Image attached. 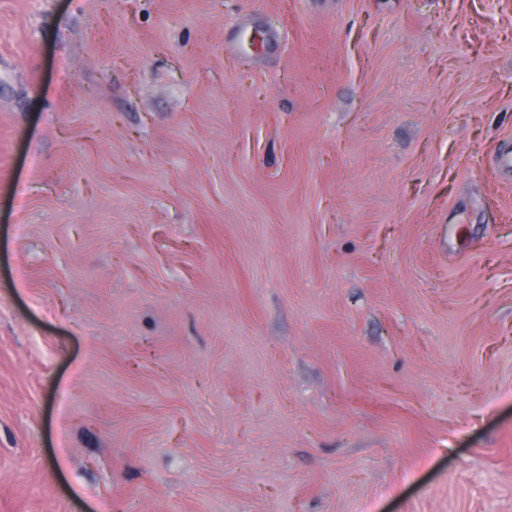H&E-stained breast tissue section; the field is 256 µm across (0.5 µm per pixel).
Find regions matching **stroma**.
<instances>
[{
	"label": "stroma",
	"instance_id": "obj_1",
	"mask_svg": "<svg viewBox=\"0 0 512 512\" xmlns=\"http://www.w3.org/2000/svg\"><path fill=\"white\" fill-rule=\"evenodd\" d=\"M512 0H0V512H512Z\"/></svg>",
	"mask_w": 512,
	"mask_h": 512
}]
</instances>
